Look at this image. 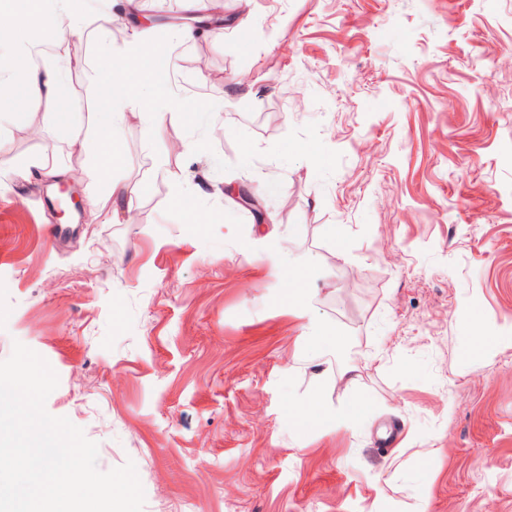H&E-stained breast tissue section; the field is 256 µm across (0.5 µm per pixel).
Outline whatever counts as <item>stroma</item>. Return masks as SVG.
<instances>
[{
	"label": "stroma",
	"mask_w": 512,
	"mask_h": 512,
	"mask_svg": "<svg viewBox=\"0 0 512 512\" xmlns=\"http://www.w3.org/2000/svg\"><path fill=\"white\" fill-rule=\"evenodd\" d=\"M224 3L183 43L173 18L206 0H137L165 96L198 120L128 106L111 175L145 192L115 219L56 210L60 186L87 206L105 188L81 147L87 31L64 32L84 45L66 106L0 87V360L18 341L49 362L47 412L100 471L134 462L143 512H512V0ZM298 263L318 272L300 312ZM322 328L339 352L312 347ZM478 334L499 342L474 352ZM313 396L330 418L307 433L288 408ZM317 277L315 268L307 264L288 267V307L291 310L302 311L307 297V288Z\"/></svg>",
	"instance_id": "35a3bbf8"
}]
</instances>
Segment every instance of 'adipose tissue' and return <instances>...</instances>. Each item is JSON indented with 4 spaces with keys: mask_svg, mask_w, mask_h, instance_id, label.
<instances>
[{
    "mask_svg": "<svg viewBox=\"0 0 512 512\" xmlns=\"http://www.w3.org/2000/svg\"><path fill=\"white\" fill-rule=\"evenodd\" d=\"M82 2L59 0L54 5L50 0H19L16 9L0 4V47H7L12 60L9 77L20 80L24 88L22 105L35 108L58 99L73 63L61 50L35 62L30 30L48 27L60 32L76 23L92 29L102 50L98 80L103 95L92 117L93 136L86 147L95 156L100 176L109 177L119 160L113 134L126 120L125 106L138 100L142 83L154 80L164 63L150 46L152 25L147 21L139 23L134 39L126 44L121 57H114L111 36L117 17L109 12L86 14Z\"/></svg>",
    "mask_w": 512,
    "mask_h": 512,
    "instance_id": "obj_1",
    "label": "adipose tissue"
}]
</instances>
